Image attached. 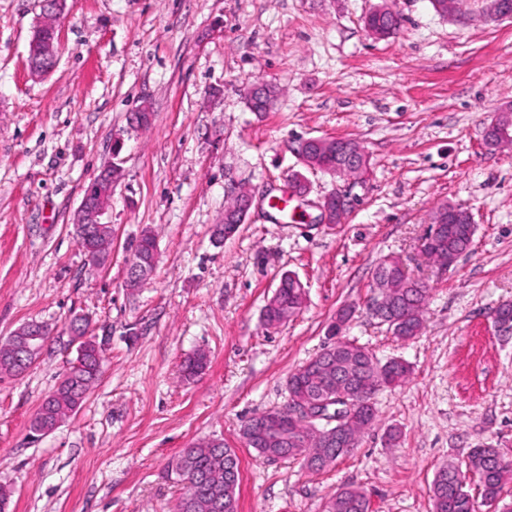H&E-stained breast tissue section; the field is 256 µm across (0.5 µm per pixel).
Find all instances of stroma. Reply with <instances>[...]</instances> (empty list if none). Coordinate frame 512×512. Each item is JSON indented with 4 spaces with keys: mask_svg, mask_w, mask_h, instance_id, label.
I'll use <instances>...</instances> for the list:
<instances>
[{
    "mask_svg": "<svg viewBox=\"0 0 512 512\" xmlns=\"http://www.w3.org/2000/svg\"><path fill=\"white\" fill-rule=\"evenodd\" d=\"M382 3L401 28L378 40L363 19ZM489 3L462 0L455 17L431 0H66L58 64L35 82L26 57L39 0H0V338L25 322L50 328L23 376H0L10 512H173L168 466L210 439L239 457V512H323L346 485L366 491L370 512H430L441 466H466L483 445L512 458V335L493 328L512 302V146L483 141L512 105V19L483 22ZM257 81L279 90L269 111L248 107ZM146 103L149 128L133 127ZM301 137L358 142L366 178L303 170ZM112 162V252L94 270L71 219ZM298 171L306 199L272 207ZM242 188L249 216L215 241ZM335 188L353 207L341 224L319 223L316 204ZM444 202L477 226L447 270L420 250ZM146 227L159 263L131 288L126 258ZM388 255L429 287L424 328L407 342L366 308ZM285 272L307 300L270 328L262 310ZM346 307V338L403 359L409 379L376 392L375 425L325 471L259 457L239 437L243 420L287 404L289 375ZM75 314L105 341L100 378L75 415L36 437L33 415L77 356ZM195 352L208 367L188 381L180 365Z\"/></svg>",
    "mask_w": 512,
    "mask_h": 512,
    "instance_id": "35a3bbf8",
    "label": "stroma"
}]
</instances>
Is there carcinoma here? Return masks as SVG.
<instances>
[{
    "mask_svg": "<svg viewBox=\"0 0 512 512\" xmlns=\"http://www.w3.org/2000/svg\"><path fill=\"white\" fill-rule=\"evenodd\" d=\"M366 30L378 31L388 38L400 27L398 15L389 12L371 11L364 20ZM476 224L468 215H463L460 224L453 230L445 229L434 241L430 255L434 259L446 256H461L472 244ZM112 243V226L97 224L93 228L90 246L94 249L99 265H105L109 246ZM157 246L155 233L145 228L132 245L127 265L136 263L149 265L154 272L157 263L152 261L151 250ZM427 292L417 288H406L390 304L380 322L387 325L392 334L409 340L419 335L423 328V311ZM265 322L269 326L280 325L294 317L302 308L301 293L293 281L282 277L278 288L266 304ZM21 343L18 332H13L0 344V374L14 376L25 372L15 360V350ZM82 357L71 364L57 388L48 395L31 422V432L40 435L53 431L65 418L75 414L85 401L100 372L102 344L94 336L83 341ZM325 351H320L292 373L287 381L288 394L311 396L337 389L344 384L352 393L365 392V405L352 413L343 429L345 442H327L307 427L289 420L284 433L290 442L273 444L262 440L254 428L265 413H257L246 419L240 436L246 447L254 449L269 460L299 459L304 466L319 472L347 454L358 443L364 431L372 426L376 412L372 395L379 387H396L406 381L411 373L407 363L399 359L379 362L364 347L336 338L331 353L334 367L327 368ZM208 359L197 352L186 358L182 365L184 377L193 380L204 373ZM469 471L478 476L483 505H497L499 512H512V508L501 503L506 485L512 484V460L501 458L491 447L475 448L469 457ZM173 474L183 485L175 512H238V489L240 484L239 458L234 449L224 444H201L184 449L175 465ZM432 512H478V506L467 486V474L452 464L441 467L431 485ZM369 500L357 486H346L336 492L327 504L326 512H368Z\"/></svg>",
    "mask_w": 512,
    "mask_h": 512,
    "instance_id": "cac0c4a2",
    "label": "carcinoma"
}]
</instances>
